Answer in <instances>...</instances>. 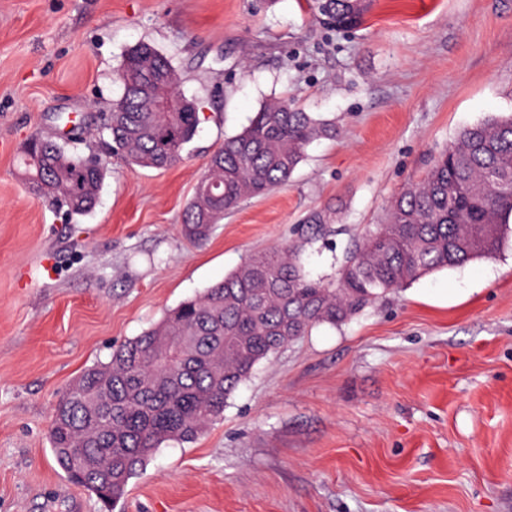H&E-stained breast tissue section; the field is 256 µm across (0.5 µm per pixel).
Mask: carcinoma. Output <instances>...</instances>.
I'll use <instances>...</instances> for the list:
<instances>
[{"label":"carcinoma","mask_w":512,"mask_h":512,"mask_svg":"<svg viewBox=\"0 0 512 512\" xmlns=\"http://www.w3.org/2000/svg\"><path fill=\"white\" fill-rule=\"evenodd\" d=\"M375 0H311L310 10L338 32L360 29ZM106 154L132 168L164 169L183 160L200 123L196 102L178 90L171 60L155 46L130 48L116 74ZM336 126L285 99L267 102L240 133L224 139L197 181L182 229L193 240L249 198L286 183L314 140ZM23 165L32 190L71 215L95 206L106 162L35 138ZM512 233V115L463 128L423 179L392 202L382 224L366 227L332 282L305 273L302 246L248 257L224 280L171 310L156 326L83 371L56 406L53 454L74 485L104 503L125 498L129 481L168 441L192 443L224 414L254 367L321 324L355 316L388 291L496 252ZM176 366L161 361L171 344ZM112 400L94 438L79 448L93 406Z\"/></svg>","instance_id":"carcinoma-1"}]
</instances>
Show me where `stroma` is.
<instances>
[{
  "instance_id": "obj_1",
  "label": "stroma",
  "mask_w": 512,
  "mask_h": 512,
  "mask_svg": "<svg viewBox=\"0 0 512 512\" xmlns=\"http://www.w3.org/2000/svg\"><path fill=\"white\" fill-rule=\"evenodd\" d=\"M142 41L171 60L198 131L166 169L108 158L96 206L71 218L31 191L22 148L100 153L114 74ZM287 96L335 137L188 239L209 156ZM509 114L512 0H377L349 33L306 0H0V512H512V239L288 343L118 503L70 483L49 441L85 368L252 254L300 241L305 270L334 277L434 153Z\"/></svg>"
}]
</instances>
